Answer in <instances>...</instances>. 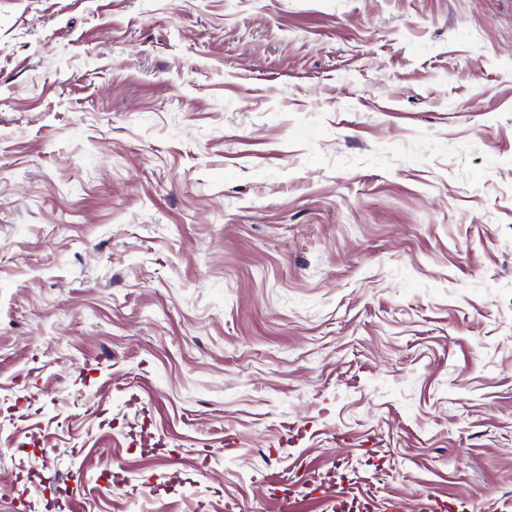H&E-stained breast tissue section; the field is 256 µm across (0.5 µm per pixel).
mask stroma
<instances>
[{
  "instance_id": "obj_1",
  "label": "stroma",
  "mask_w": 512,
  "mask_h": 512,
  "mask_svg": "<svg viewBox=\"0 0 512 512\" xmlns=\"http://www.w3.org/2000/svg\"><path fill=\"white\" fill-rule=\"evenodd\" d=\"M0 412V512L512 501V0H0ZM325 498L332 506V512H348L350 501L353 499L365 500L371 503L372 511L375 510L374 503L355 487L347 485L329 486L324 490Z\"/></svg>"
}]
</instances>
